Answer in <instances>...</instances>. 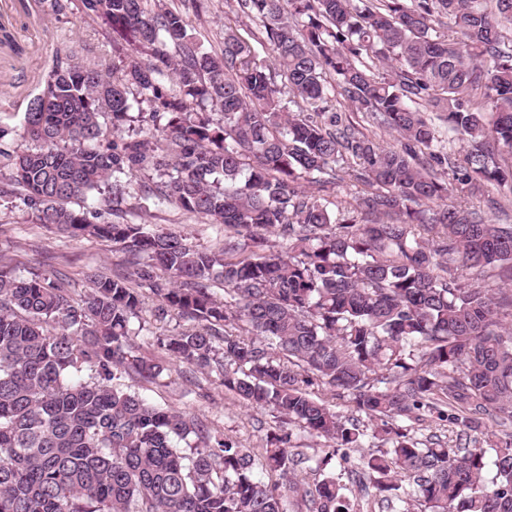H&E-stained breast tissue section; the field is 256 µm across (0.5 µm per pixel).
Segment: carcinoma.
Wrapping results in <instances>:
<instances>
[{"instance_id":"obj_1","label":"carcinoma","mask_w":512,"mask_h":512,"mask_svg":"<svg viewBox=\"0 0 512 512\" xmlns=\"http://www.w3.org/2000/svg\"><path fill=\"white\" fill-rule=\"evenodd\" d=\"M282 2L237 0L279 87L233 34L221 55L202 51L163 0H41L49 15L102 20L115 61L56 53L23 134L0 122V197L56 233L112 242L128 266L90 272L78 303L60 275H22L0 255V512H287L290 493L307 512H351L336 475L294 481L298 464L327 460L293 453V428L344 458L366 436L314 384L378 422L390 448L351 473L395 498L392 512H512V224L449 201L512 195V0ZM336 91L401 146L356 130ZM286 92L316 118L285 110ZM348 159L369 187L356 204L302 188ZM142 177L154 205L224 225L223 244L106 219ZM104 188L105 208L88 206ZM269 234L288 247L253 251ZM145 288L157 319L198 323L159 341L167 355L275 414L265 447L118 384L168 370L132 344ZM426 411L464 433L493 415L503 436L422 443L410 423Z\"/></svg>"}]
</instances>
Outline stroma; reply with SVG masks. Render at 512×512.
<instances>
[{
	"label": "stroma",
	"instance_id": "obj_1",
	"mask_svg": "<svg viewBox=\"0 0 512 512\" xmlns=\"http://www.w3.org/2000/svg\"><path fill=\"white\" fill-rule=\"evenodd\" d=\"M191 23L204 47L220 50L225 30H233L269 65L276 83L284 78L274 65L273 53L263 46L259 25L250 21L237 7V0H204V9ZM73 46L81 57L107 59L110 46L100 34L97 22L68 13L44 16L37 0H0V120L21 125L26 106L40 88L45 71L57 50ZM126 221L162 226L190 237L205 248L222 243L219 225L189 216L177 208L141 207L138 197L127 198L123 205ZM0 254L11 258L25 270H50L64 273L75 299L90 291L87 273L93 269L112 272L123 259L111 242L95 238L71 239L30 223L26 213L10 204L0 205ZM145 329L134 344L147 357L161 356L158 338L189 329L190 323L173 316L154 321L150 311H143ZM124 384L150 402L173 412L190 413L213 429L245 448H261L267 435L278 423L270 411L244 407L223 386L192 368L171 363L165 385L143 382L138 377L125 378Z\"/></svg>",
	"mask_w": 512,
	"mask_h": 512
}]
</instances>
